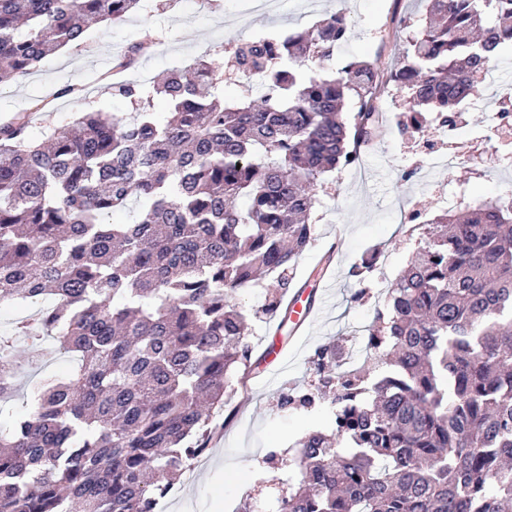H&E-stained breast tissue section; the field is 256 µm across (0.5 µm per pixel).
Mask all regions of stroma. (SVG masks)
I'll return each mask as SVG.
<instances>
[{
	"mask_svg": "<svg viewBox=\"0 0 512 512\" xmlns=\"http://www.w3.org/2000/svg\"><path fill=\"white\" fill-rule=\"evenodd\" d=\"M345 11L348 32L336 50L342 61L366 60L382 73L403 60L410 31L405 20H418L423 0H142L140 8L117 25H91L81 46H68L25 74L0 81V118L33 115L32 132L43 126L65 128L91 108L129 114L128 100L116 95L112 68L127 47L143 37L159 42L158 50L139 58L124 79L151 84L168 72L188 68L204 57L223 64L227 46L277 33L285 35L313 26ZM512 86V49L502 48L489 77L479 82L473 100L463 104L458 123L465 128L487 124L496 112L499 89ZM379 127L362 150L356 167L332 173L317 183L315 242L295 272L297 285L317 288V311L301 335L278 321L254 320L249 341L256 352L283 348L287 364L275 378L256 374L247 390L237 391L230 407L235 415L200 457L192 480H180L160 501L157 512H275L276 503L258 488L257 474L269 452H286L302 435L333 425L328 408L283 411L281 389L302 388L313 380L315 350L339 341L345 352L364 363L363 326L384 304L388 286L404 269L419 243L409 220L408 203L420 201L427 213L440 197L459 196L475 207L512 195V124L491 131L492 151L476 150L463 138L455 146L461 158L453 167L430 166V131L406 130L409 108L394 84L377 91ZM339 252L334 272L322 277L320 267L331 245ZM380 250L389 258L382 277L359 285L350 269L365 253ZM330 291H322L323 282Z\"/></svg>",
	"mask_w": 512,
	"mask_h": 512,
	"instance_id": "35a3bbf8",
	"label": "stroma"
}]
</instances>
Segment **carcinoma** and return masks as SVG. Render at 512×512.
Masks as SVG:
<instances>
[{
	"mask_svg": "<svg viewBox=\"0 0 512 512\" xmlns=\"http://www.w3.org/2000/svg\"><path fill=\"white\" fill-rule=\"evenodd\" d=\"M139 3L0 0V75L36 68L80 45L86 23H120ZM347 29L338 12L230 46L225 64L259 82L257 100L221 104L224 72L200 59L152 87L115 86L135 106L128 117L90 110L42 141L24 117L0 126V305L37 307L0 333V402L45 338L78 362L0 425V512H156L208 449L209 411L254 366L235 294L271 277L262 313L286 320L314 241L310 188L355 160L377 122L373 65L335 68ZM505 42L512 0H427L388 75L412 127L454 122ZM158 95L164 120L149 111ZM132 201L131 223L107 222ZM365 332L373 368L345 371L328 342L317 384L279 394L282 410L327 405L334 427L294 442L300 479L285 491L270 453L259 483L278 491L277 512H506L512 197L428 220Z\"/></svg>",
	"mask_w": 512,
	"mask_h": 512,
	"instance_id": "cac0c4a2",
	"label": "carcinoma"
}]
</instances>
